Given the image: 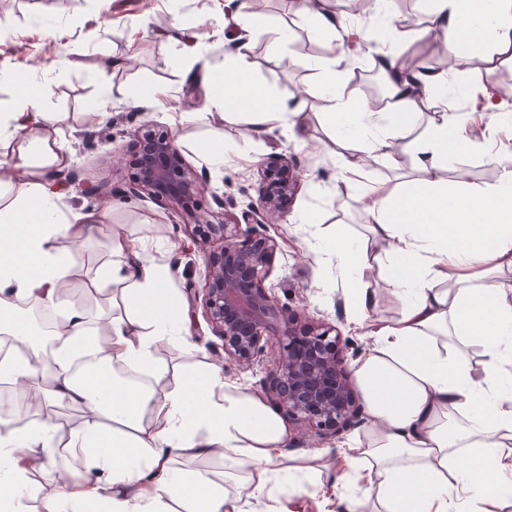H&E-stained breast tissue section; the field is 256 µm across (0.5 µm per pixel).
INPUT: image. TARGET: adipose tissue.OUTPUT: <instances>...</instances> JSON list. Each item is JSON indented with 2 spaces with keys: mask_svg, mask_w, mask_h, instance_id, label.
I'll return each mask as SVG.
<instances>
[{
  "mask_svg": "<svg viewBox=\"0 0 512 512\" xmlns=\"http://www.w3.org/2000/svg\"><path fill=\"white\" fill-rule=\"evenodd\" d=\"M426 31L449 52L476 59L485 72L512 64V0H429ZM230 18L239 31L236 75L210 79L209 109L224 120L248 116L257 126L295 122L303 101L273 99L250 81L246 54L249 13ZM406 36L392 29L390 49L374 64L388 86L386 113L355 106L343 72L322 68L330 128L354 111L363 132L342 155L340 178L360 195L369 236L358 250L336 244L338 267L376 271L400 298L399 315L371 321L376 290H357L354 330L367 340L354 375L371 425L337 450L342 481L363 485L377 512H506L512 507V168L496 181L466 188L462 164L471 151L496 161L498 132L512 133L498 93L486 82L467 91L455 111L446 74L404 67L395 50ZM47 89L20 96L0 114V142L43 119ZM433 106L426 137L412 138L418 108ZM408 140L415 153L409 179L364 182L368 160L390 141ZM60 147L35 137L25 148L23 183L0 178V333L14 352L0 358V382L23 384L35 399L62 400L81 413L69 429L42 421L0 423V512H31L34 474L55 456L79 457L81 472L42 495V512H249L265 498L268 512H286L273 484L291 431L278 413L224 370L167 366L159 350L189 335L177 305L169 264L145 240L113 232L112 260L97 276L109 301L106 343H88L87 312L65 305L66 285L79 268L59 247L80 240L85 224L70 219L41 180ZM34 303L56 316L51 361L21 316ZM479 347L481 359L466 352ZM111 362V373L82 375L72 363L82 350ZM219 456L237 473L235 490L208 475H183L180 460ZM39 493V492H38Z\"/></svg>",
  "mask_w": 512,
  "mask_h": 512,
  "instance_id": "1",
  "label": "adipose tissue"
}]
</instances>
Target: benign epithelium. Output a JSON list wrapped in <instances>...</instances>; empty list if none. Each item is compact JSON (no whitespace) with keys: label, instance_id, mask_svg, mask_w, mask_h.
<instances>
[{"label":"benign epithelium","instance_id":"benign-epithelium-1","mask_svg":"<svg viewBox=\"0 0 512 512\" xmlns=\"http://www.w3.org/2000/svg\"><path fill=\"white\" fill-rule=\"evenodd\" d=\"M132 176L122 194L182 203L198 195L203 177L191 169L173 135L146 125L135 134ZM258 207L222 224L193 225L195 240H221L205 253L203 314L224 341V359L264 370L268 402L305 433L329 440L363 421L349 371L348 346L319 318L278 303L264 282L278 242L260 226L288 212L299 179L288 156L272 154L261 165ZM246 229H241V225Z\"/></svg>","mask_w":512,"mask_h":512}]
</instances>
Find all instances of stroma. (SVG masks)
Returning <instances> with one entry per match:
<instances>
[{
    "instance_id": "35a3bbf8",
    "label": "stroma",
    "mask_w": 512,
    "mask_h": 512,
    "mask_svg": "<svg viewBox=\"0 0 512 512\" xmlns=\"http://www.w3.org/2000/svg\"><path fill=\"white\" fill-rule=\"evenodd\" d=\"M298 8V0H267L265 11L252 16L247 54L253 81L276 99L305 100L306 115L291 127L273 122L257 131L250 123H227L208 114L201 77L205 63L223 66L226 77L234 75L225 64L231 35L224 25V0H5L0 5V70L16 75L0 83V104L48 86L43 109L53 119L29 126L26 137L43 134L58 142L60 163L50 170L51 186L61 194L63 211L89 227L82 240L61 242V249L92 278L110 258L113 228L154 241V255L171 266L195 344L189 350L172 341L161 351L163 362L223 366L225 379L244 380L255 393L258 375L225 361L222 339L202 316L205 263L190 225L198 215L223 222L216 195L232 194L240 211L256 203L258 170L271 153L291 157L300 185L288 214L263 227L279 243L265 285L281 304L335 325L351 346L365 344L349 325L355 281L310 249L314 243L327 247L339 237L354 248L366 236L358 194L338 178L339 157L323 122L325 101L316 67L320 60H340L344 46L339 37L312 35ZM427 10L426 0L407 2L406 15L416 32L411 44L429 49L418 65L447 73L452 87L477 80V71L450 67L447 52L433 47L424 33ZM278 27L291 30L290 42H274L272 31ZM183 31L202 35L204 62H192L172 44V36ZM115 58L123 59V66L106 69ZM106 86L112 89V108L104 119L94 102ZM141 93L147 101L134 103ZM146 123L176 134L189 166L204 175L193 203L115 194V186L130 178L126 161L133 135ZM26 137L0 144V175L15 172ZM222 144L248 155L249 163L211 168L207 153ZM291 431L287 468L277 475L280 492L295 512H322L323 497L343 470L336 457L340 441H315L296 425ZM316 455L327 468L313 483L293 467Z\"/></svg>"
}]
</instances>
